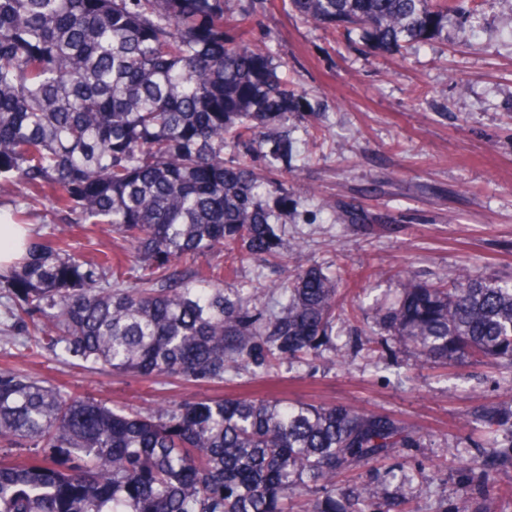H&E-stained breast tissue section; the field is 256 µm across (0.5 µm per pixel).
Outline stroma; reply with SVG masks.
Returning a JSON list of instances; mask_svg holds the SVG:
<instances>
[{"instance_id":"obj_1","label":"stroma","mask_w":512,"mask_h":512,"mask_svg":"<svg viewBox=\"0 0 512 512\" xmlns=\"http://www.w3.org/2000/svg\"><path fill=\"white\" fill-rule=\"evenodd\" d=\"M246 40L280 63L312 111L290 117L288 212L279 232L304 242V260L338 280L343 314L335 344L278 377L243 371L224 386H193L92 373L51 358L27 361L0 351V367L32 375L119 406L205 400L267 391L294 403H345L420 430L418 448H397L345 483L412 479L407 512H512V465L492 471L490 489L466 484L467 464L485 447L472 419L482 405L512 399V373L492 364L440 365L415 355L398 336L376 330L406 275L435 282L467 268L512 275V0H483L475 36L457 35L378 55L359 32L335 34L295 14L288 0H230ZM360 204L362 224H340L336 206ZM293 265L256 256L227 287L268 289Z\"/></svg>"}]
</instances>
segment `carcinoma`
<instances>
[{"instance_id": "obj_1", "label": "carcinoma", "mask_w": 512, "mask_h": 512, "mask_svg": "<svg viewBox=\"0 0 512 512\" xmlns=\"http://www.w3.org/2000/svg\"><path fill=\"white\" fill-rule=\"evenodd\" d=\"M225 2L0 0V180L22 186L27 208L46 199L62 223L106 224L123 241L90 256L54 228L0 270V314L27 357L215 385L310 356L336 332L338 289L318 267L266 307L224 288L236 267L195 269L230 244L247 256L301 250L277 233L284 183L245 157L288 161V118L313 107L270 55L227 30ZM289 2L380 53L467 32L455 0ZM361 219L355 203L336 207L339 222ZM377 323L424 358L512 368V276H407ZM480 421L508 419L492 406ZM420 444L341 403L257 393L141 410L0 369V512H288L302 500L333 512L348 496L337 473ZM485 452L470 473L512 459ZM381 499L401 505L368 484L355 512Z\"/></svg>"}]
</instances>
